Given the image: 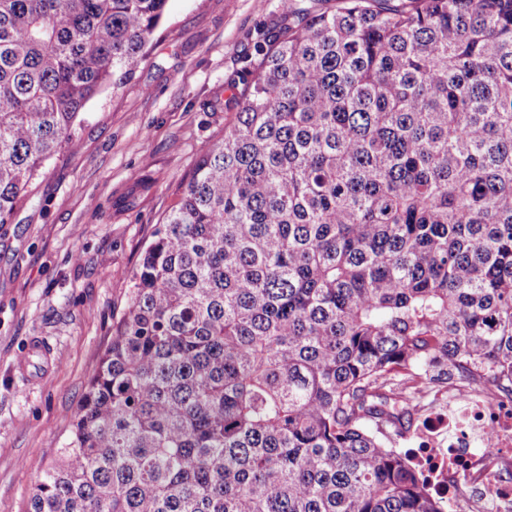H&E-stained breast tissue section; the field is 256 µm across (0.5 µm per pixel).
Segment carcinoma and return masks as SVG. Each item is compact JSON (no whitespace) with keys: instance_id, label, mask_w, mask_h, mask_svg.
I'll use <instances>...</instances> for the list:
<instances>
[{"instance_id":"carcinoma-1","label":"carcinoma","mask_w":512,"mask_h":512,"mask_svg":"<svg viewBox=\"0 0 512 512\" xmlns=\"http://www.w3.org/2000/svg\"><path fill=\"white\" fill-rule=\"evenodd\" d=\"M168 0H0V226ZM279 0L29 512H447L392 439L512 397V0Z\"/></svg>"}]
</instances>
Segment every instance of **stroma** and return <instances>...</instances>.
Returning a JSON list of instances; mask_svg holds the SVG:
<instances>
[{"mask_svg": "<svg viewBox=\"0 0 512 512\" xmlns=\"http://www.w3.org/2000/svg\"><path fill=\"white\" fill-rule=\"evenodd\" d=\"M282 24L278 0H168L136 76L91 99L0 227V512H27L112 340L174 188L224 115L209 103Z\"/></svg>", "mask_w": 512, "mask_h": 512, "instance_id": "stroma-1", "label": "stroma"}]
</instances>
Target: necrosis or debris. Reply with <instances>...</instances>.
<instances>
[{"mask_svg": "<svg viewBox=\"0 0 512 512\" xmlns=\"http://www.w3.org/2000/svg\"><path fill=\"white\" fill-rule=\"evenodd\" d=\"M411 459L431 493L467 512H512V400L497 393L451 392L415 435Z\"/></svg>", "mask_w": 512, "mask_h": 512, "instance_id": "obj_1", "label": "necrosis or debris"}]
</instances>
